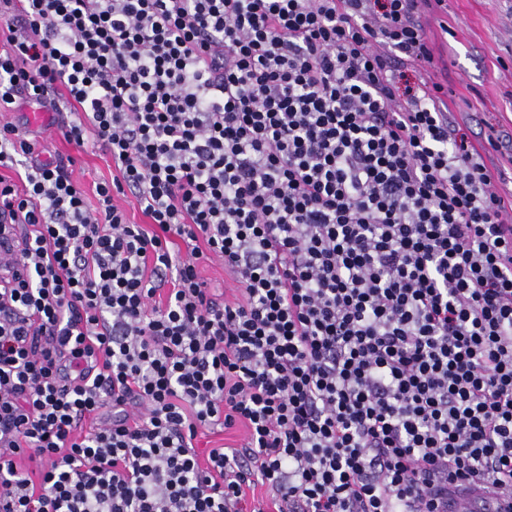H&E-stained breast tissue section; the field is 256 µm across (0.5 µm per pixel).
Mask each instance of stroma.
<instances>
[{
	"label": "stroma",
	"mask_w": 512,
	"mask_h": 512,
	"mask_svg": "<svg viewBox=\"0 0 512 512\" xmlns=\"http://www.w3.org/2000/svg\"><path fill=\"white\" fill-rule=\"evenodd\" d=\"M422 23L434 55L425 73L447 84L457 120H477L487 135L512 133V0H447L446 11L424 10ZM36 109L21 99L7 118L38 138L44 159L74 158L73 177L88 205H96L95 186L117 175L115 163L93 144L79 148L54 134L58 113L31 123L28 115Z\"/></svg>",
	"instance_id": "obj_1"
}]
</instances>
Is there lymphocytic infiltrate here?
<instances>
[{
    "mask_svg": "<svg viewBox=\"0 0 512 512\" xmlns=\"http://www.w3.org/2000/svg\"><path fill=\"white\" fill-rule=\"evenodd\" d=\"M430 3L0 0V112L68 109L63 138L118 168L89 208L0 123L24 171L0 176V239L26 230L0 278V512L512 493V193L420 74ZM239 425L199 457L200 429ZM200 276L206 280L216 293H225L227 299H233L238 292L233 290L237 287L232 278L224 272V265L219 261H206L199 267ZM246 435V429L240 425L225 432L219 429H202L199 431L195 445L200 450L204 448H238L244 443Z\"/></svg>",
    "mask_w": 512,
    "mask_h": 512,
    "instance_id": "obj_1",
    "label": "lymphocytic infiltrate"
}]
</instances>
